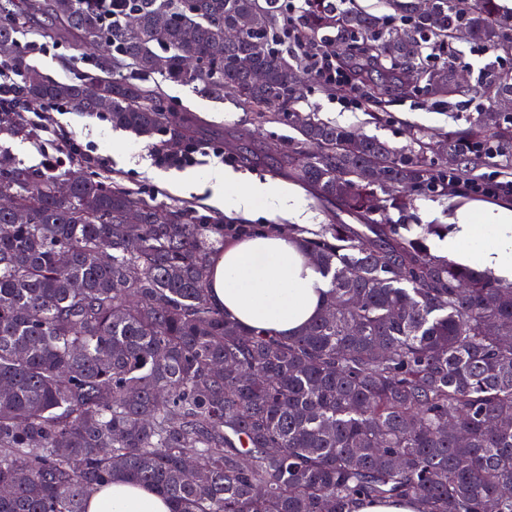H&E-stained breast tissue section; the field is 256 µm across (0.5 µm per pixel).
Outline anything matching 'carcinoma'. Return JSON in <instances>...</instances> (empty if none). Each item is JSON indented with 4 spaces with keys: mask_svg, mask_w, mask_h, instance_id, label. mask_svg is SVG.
Listing matches in <instances>:
<instances>
[{
    "mask_svg": "<svg viewBox=\"0 0 512 512\" xmlns=\"http://www.w3.org/2000/svg\"><path fill=\"white\" fill-rule=\"evenodd\" d=\"M0 14V67L20 92L0 101V133L26 137V102L99 111L150 137H191L196 118L169 120L163 93L130 76L202 85L259 124L296 133L278 171L333 208L302 247L329 279L321 313L286 338L233 322L211 302V266L235 224L191 205L162 209L115 180L40 171L0 153V512H86L115 480L145 485L170 512H356L360 501L408 500L417 512H512V283L433 254L424 238L376 215L405 216L411 193L448 195V161L425 134L401 147L299 107L307 58L328 40L346 65L385 74L377 107L421 89L426 98L512 94V73L454 86V66L425 45L458 31L512 54V12L497 0H389L385 15L312 0L288 22L287 0H112V24L84 0H11ZM96 54L77 80L42 75L16 37ZM239 29L237 40L228 31ZM197 60L194 70L183 57ZM512 140L484 112L448 134L469 172L480 145ZM138 223L127 224L130 211ZM195 462L188 478L184 461Z\"/></svg>",
    "mask_w": 512,
    "mask_h": 512,
    "instance_id": "carcinoma-1",
    "label": "carcinoma"
}]
</instances>
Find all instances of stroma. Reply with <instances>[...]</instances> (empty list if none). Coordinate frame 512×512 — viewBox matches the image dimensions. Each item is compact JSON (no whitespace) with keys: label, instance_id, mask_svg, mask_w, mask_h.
I'll use <instances>...</instances> for the list:
<instances>
[{"label":"stroma","instance_id":"stroma-1","mask_svg":"<svg viewBox=\"0 0 512 512\" xmlns=\"http://www.w3.org/2000/svg\"><path fill=\"white\" fill-rule=\"evenodd\" d=\"M19 43L27 62L42 73L59 80L72 79L83 70L90 68L93 57H76L67 44L50 38L43 39L45 53L34 49L30 36L23 35ZM445 55H465L471 85L484 82L491 74L512 71V56L497 55L484 49H476L467 39L453 41L444 50ZM164 90L169 93L168 102L172 114L194 112L200 119L197 139L224 149L223 159L201 157L191 167V180H184L182 173L156 168L149 150L152 139L113 128L107 113L89 115L72 108L64 112H52L58 135L77 137L81 144L93 145L98 154L107 156L113 174L128 188L141 193L160 206L192 204L204 214H223V207L212 204V188L203 179L204 173L221 166L246 181L276 180L278 152L287 148L292 135L287 121L266 124L263 130H255L251 113L238 106L233 94L223 99L207 97L200 85L182 84L180 92H173V84L163 81ZM345 98L323 91L321 84L304 80L300 90V105L305 110L319 113L324 119L342 126H350L366 135L388 141L401 147L407 144L410 132L425 134L451 132L468 127L487 109V101L477 95L452 98L448 106L427 103L418 95L400 97L385 108L381 119L375 120L365 107L347 110ZM222 113V120H215V113ZM56 137L38 133L33 138H16L0 134V152L11 156L17 162L32 169L41 168L45 155L56 152ZM251 150L258 161L248 167L240 166L236 160L239 148Z\"/></svg>","mask_w":512,"mask_h":512}]
</instances>
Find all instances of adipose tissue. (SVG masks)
<instances>
[{"label":"adipose tissue","mask_w":512,"mask_h":512,"mask_svg":"<svg viewBox=\"0 0 512 512\" xmlns=\"http://www.w3.org/2000/svg\"><path fill=\"white\" fill-rule=\"evenodd\" d=\"M206 181L222 190L225 209L311 223L304 193L279 182L233 183L223 169ZM442 249L450 259L512 282V204L463 200L448 210ZM213 304L230 320L277 336L297 333L320 311L328 282L293 240L262 233L225 246L211 271ZM87 512H170L154 491L115 482L95 490Z\"/></svg>","instance_id":"adipose-tissue-1"}]
</instances>
